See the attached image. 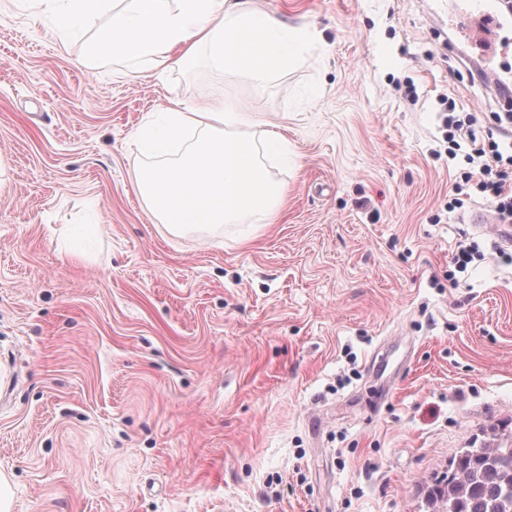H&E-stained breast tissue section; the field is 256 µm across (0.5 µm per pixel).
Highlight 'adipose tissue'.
Returning <instances> with one entry per match:
<instances>
[{
	"label": "adipose tissue",
	"instance_id": "obj_1",
	"mask_svg": "<svg viewBox=\"0 0 512 512\" xmlns=\"http://www.w3.org/2000/svg\"><path fill=\"white\" fill-rule=\"evenodd\" d=\"M23 2L64 35L75 32L85 16L108 7V0ZM310 38L308 31L285 29L272 15L255 10L250 0H129L113 12L90 54L128 68L147 61L167 71L202 50L214 65L263 81L293 62Z\"/></svg>",
	"mask_w": 512,
	"mask_h": 512
}]
</instances>
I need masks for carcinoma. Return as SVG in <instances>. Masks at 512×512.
Wrapping results in <instances>:
<instances>
[{"instance_id":"obj_1","label":"carcinoma","mask_w":512,"mask_h":512,"mask_svg":"<svg viewBox=\"0 0 512 512\" xmlns=\"http://www.w3.org/2000/svg\"><path fill=\"white\" fill-rule=\"evenodd\" d=\"M427 502L432 512H512V430L493 426L488 440L460 449Z\"/></svg>"}]
</instances>
